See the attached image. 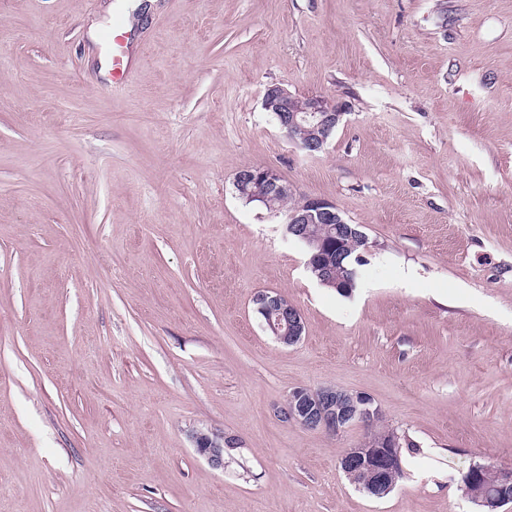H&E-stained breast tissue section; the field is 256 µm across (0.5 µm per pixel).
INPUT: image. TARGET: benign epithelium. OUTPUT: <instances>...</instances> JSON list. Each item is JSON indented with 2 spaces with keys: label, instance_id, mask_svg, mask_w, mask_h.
<instances>
[{
  "label": "benign epithelium",
  "instance_id": "1",
  "mask_svg": "<svg viewBox=\"0 0 512 512\" xmlns=\"http://www.w3.org/2000/svg\"><path fill=\"white\" fill-rule=\"evenodd\" d=\"M263 106L275 115L288 140L309 155L325 149L348 110L345 102L317 95L299 98L278 84L267 86ZM234 186L240 197L271 213L277 212L276 203L293 196L288 182L270 168L242 169L235 176ZM308 224H323L330 231L354 235L361 243L368 244L366 235L348 224L336 206L326 200L304 197L296 201L295 208L286 215V232L310 245L312 240L303 231ZM344 257L343 253L331 257L324 266L309 260L307 268L323 284L336 288L347 280ZM255 305L265 329L278 343L291 346L302 339L305 325L300 311L284 306L279 294L260 292L255 297ZM276 414L286 423L339 434L355 424L372 425L380 409L363 393L335 387H299L290 393L285 406L276 409ZM194 443L195 451L213 468H224V436L199 431L194 435ZM393 445L392 441L379 443L368 437L345 451L340 467L350 479L360 473L374 474L375 480L367 485L366 491L380 497L393 486L391 480L399 469ZM485 470L486 466L478 463L464 474L465 496L478 506L487 508L488 512H499L500 508L512 503V467H496L491 481L487 480Z\"/></svg>",
  "mask_w": 512,
  "mask_h": 512
}]
</instances>
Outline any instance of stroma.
<instances>
[{
  "mask_svg": "<svg viewBox=\"0 0 512 512\" xmlns=\"http://www.w3.org/2000/svg\"><path fill=\"white\" fill-rule=\"evenodd\" d=\"M126 2L0 0V512H478L461 475L512 465V0H154L116 88ZM270 84L349 103L322 153ZM246 167L359 226L349 295ZM323 386L419 446L387 496L340 468L367 427L276 417ZM124 17L117 13L113 19L112 27L105 33V39L112 41V85L120 86L127 81L131 74L129 63L128 44L125 42ZM234 186L239 196L247 202L257 203L268 209L270 213L275 214L278 213L275 204L279 200L293 197L288 182L277 171L270 168L242 169L235 176ZM277 205L280 210L285 209L287 212L292 203H278ZM288 300L274 292H260L255 297V305L261 316L265 329L272 333L280 344L291 346L297 344L305 333V325L300 311L292 306H284ZM195 451L215 469L224 467V435L199 431L194 435Z\"/></svg>",
  "mask_w": 512,
  "mask_h": 512,
  "instance_id": "obj_1",
  "label": "stroma"
}]
</instances>
